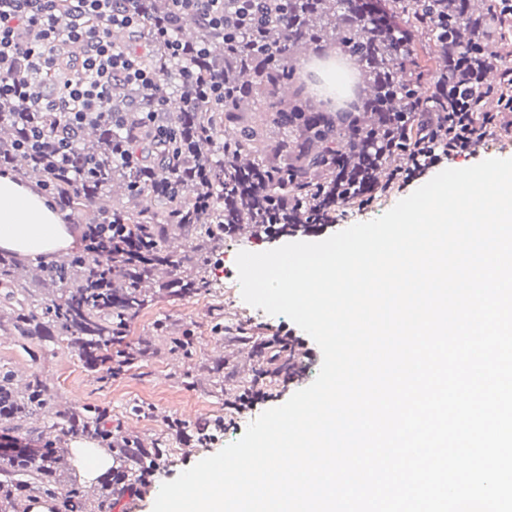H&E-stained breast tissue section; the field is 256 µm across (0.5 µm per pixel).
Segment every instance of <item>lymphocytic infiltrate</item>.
I'll return each mask as SVG.
<instances>
[{"mask_svg":"<svg viewBox=\"0 0 512 512\" xmlns=\"http://www.w3.org/2000/svg\"><path fill=\"white\" fill-rule=\"evenodd\" d=\"M224 2L173 0V9L220 32L226 22L240 20L239 14L227 12ZM60 12L68 15V24H58ZM138 23V15L117 8L116 0H0V98L24 97L33 112L65 110L73 128L93 115L108 118L115 77L142 84L154 79L138 54L115 49L109 39L110 28ZM68 43L80 48L75 73L58 82L54 95H46L28 82L27 73L54 70L59 46Z\"/></svg>","mask_w":512,"mask_h":512,"instance_id":"lymphocytic-infiltrate-1","label":"lymphocytic infiltrate"}]
</instances>
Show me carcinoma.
<instances>
[{
  "mask_svg": "<svg viewBox=\"0 0 512 512\" xmlns=\"http://www.w3.org/2000/svg\"><path fill=\"white\" fill-rule=\"evenodd\" d=\"M141 26L116 37V46L141 50V63L165 78L158 84L112 82L111 106L119 125L87 120L60 167L28 148L33 126L65 122L58 112H30L18 98L0 100V168H11L36 182L63 212L82 216L79 225L89 252L37 265L38 281L62 290L58 298L27 301L20 280L22 264L0 251L3 301L15 303L8 332L31 339L51 328L76 348L85 363L119 371L136 356L127 343L131 323L147 302L144 285L164 269L165 287L186 297L208 286L209 225L230 237L246 225L265 224L280 233L324 222L337 204L391 189L399 167L412 162V150L438 130L437 144L455 117L457 100L474 130L495 119L487 99L499 109L512 107V82L496 80L479 89L468 83L485 73L498 53L512 48L508 0H389L391 13L433 41L430 60L440 71L425 86L406 38L365 15L361 0H256V27L226 29L219 37L194 18L172 15L170 0H137ZM191 25L195 38L181 41L173 57L155 38L165 28L175 34ZM339 45L368 79L369 93L355 112H320L307 106L297 82L301 50ZM224 74V106L200 101L199 75ZM453 85V94L444 89ZM181 106L170 104L168 89ZM426 98L418 106L419 98ZM262 109L265 121L244 118L248 106ZM224 139H219V134ZM135 155L126 164L120 152ZM183 231L172 245L168 227ZM47 386L32 376L20 384L0 372V421L23 427L50 414ZM66 426L115 449L118 482L97 491L94 502L75 493L65 506L76 512H106L113 490L136 483L167 455L157 438L152 451L130 458L136 438L112 435L103 409L86 404L59 415L48 429ZM60 457L15 454L9 458L11 484L0 483L3 498L30 492L39 478L58 492Z\"/></svg>",
  "mask_w": 512,
  "mask_h": 512,
  "instance_id": "cac0c4a2",
  "label": "carcinoma"
}]
</instances>
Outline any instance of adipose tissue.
Here are the masks:
<instances>
[{"mask_svg": "<svg viewBox=\"0 0 512 512\" xmlns=\"http://www.w3.org/2000/svg\"><path fill=\"white\" fill-rule=\"evenodd\" d=\"M78 229L33 186L0 175V249L22 261H49L77 248ZM73 463L85 483L97 481L111 466L106 449L89 440L71 443Z\"/></svg>", "mask_w": 512, "mask_h": 512, "instance_id": "ef3b65f1", "label": "adipose tissue"}]
</instances>
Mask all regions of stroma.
Listing matches in <instances>:
<instances>
[{"mask_svg": "<svg viewBox=\"0 0 512 512\" xmlns=\"http://www.w3.org/2000/svg\"><path fill=\"white\" fill-rule=\"evenodd\" d=\"M437 170L426 169L403 189L374 194L368 204H340L327 224L284 236H261L247 229L223 239L209 259L207 290L175 298L168 289L156 285L150 288V301L132 323L127 342L136 348L148 341L152 348L118 375L108 376L102 366L89 369L78 350L64 338L39 336L25 340L6 333L0 335V371L12 372L20 379L38 375L54 397V410H78L95 404L108 410L113 428L137 436L143 443L165 437L169 452L160 460L150 484L134 493L116 495L115 512H152L163 483L238 440L259 412L267 410L263 402L243 414L230 411L228 404L241 380H251L254 389L286 400L309 386L321 366L317 360L307 362L304 371L292 376L287 354L271 359L267 343L287 335L295 324L243 300L235 265L237 253L262 252L293 241L318 242L353 224L375 219L428 182ZM219 321L243 326L246 333L227 337L215 331ZM160 323L190 330L194 337L191 354L170 351L156 332ZM176 419L181 420V428H171V421ZM219 421L224 429L217 432L215 440H200V428ZM44 426L41 419L28 420L20 429L10 423L0 424V436H13L20 444L34 447L53 444L61 455L63 475L69 478L70 488L98 491V484L78 482L67 433L47 434Z\"/></svg>", "mask_w": 512, "mask_h": 512, "instance_id": "obj_1", "label": "stroma"}]
</instances>
